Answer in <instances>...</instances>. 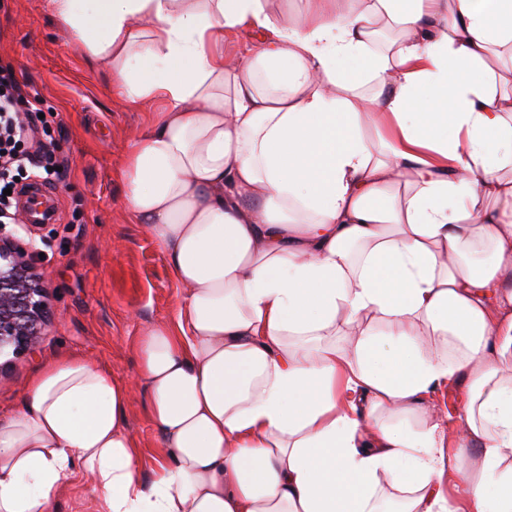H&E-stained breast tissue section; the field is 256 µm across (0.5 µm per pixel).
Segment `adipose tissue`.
Returning <instances> with one entry per match:
<instances>
[{
  "label": "adipose tissue",
  "instance_id": "ef3b65f1",
  "mask_svg": "<svg viewBox=\"0 0 512 512\" xmlns=\"http://www.w3.org/2000/svg\"><path fill=\"white\" fill-rule=\"evenodd\" d=\"M358 2L50 0L165 101L121 178L180 295L139 341L152 473L128 386L62 355L0 418V512L78 470L99 512H512V0ZM259 33L253 34H225L224 35V56L235 58L244 55L260 40ZM461 395V392L455 386L445 384L439 387L429 399L438 410L448 413V419L452 420L455 418ZM127 422L142 471L145 475H149L157 464L160 448H158V436L150 419L145 400L135 389L127 408Z\"/></svg>",
  "mask_w": 512,
  "mask_h": 512
}]
</instances>
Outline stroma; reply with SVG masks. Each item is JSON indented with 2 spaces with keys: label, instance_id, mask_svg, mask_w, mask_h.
<instances>
[{
  "label": "stroma",
  "instance_id": "obj_1",
  "mask_svg": "<svg viewBox=\"0 0 512 512\" xmlns=\"http://www.w3.org/2000/svg\"><path fill=\"white\" fill-rule=\"evenodd\" d=\"M0 62L42 97L54 157L69 177L47 188L49 223L32 226L42 258L29 262L47 314L37 346L0 367V416L20 405L32 376L59 354L107 364L126 381L138 370L142 331L172 319L178 291L147 228L124 203L120 170L130 140L147 129L156 101L129 103L84 45L66 39L48 0H0ZM143 473L157 464L158 436L140 392L127 408Z\"/></svg>",
  "mask_w": 512,
  "mask_h": 512
}]
</instances>
